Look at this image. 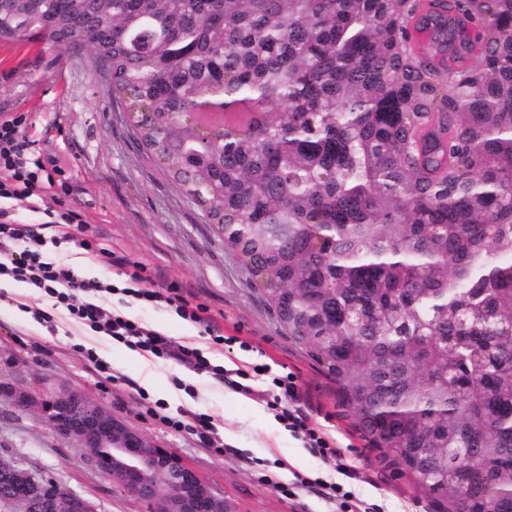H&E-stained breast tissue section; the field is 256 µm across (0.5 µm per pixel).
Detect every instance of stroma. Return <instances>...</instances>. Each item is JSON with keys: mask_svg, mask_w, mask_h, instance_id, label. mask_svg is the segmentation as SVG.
I'll return each mask as SVG.
<instances>
[{"mask_svg": "<svg viewBox=\"0 0 512 512\" xmlns=\"http://www.w3.org/2000/svg\"><path fill=\"white\" fill-rule=\"evenodd\" d=\"M85 47L0 40V109L27 112L25 130L42 155L57 160L73 188L62 207L80 212L84 228L46 226L43 213L15 201L18 224L42 225L45 260L113 284L127 278L101 257L83 250L87 239L123 254L145 269L161 288H188L217 318L227 346L180 317L163 302L104 295L114 313L161 331L174 344L202 350L211 365H262L245 396L174 362L148 357L139 365L124 343L92 331L43 290L9 278L0 280V459L52 478L96 506L98 512H150L147 504L113 488L76 443L63 440L39 407H18L15 397L79 391L138 429L155 443L181 455L223 497L230 512H339L335 502L298 486L295 499L282 498L275 483L337 479L340 465L358 469L352 482L357 498L384 512H434L431 501L379 458L346 416L337 386L289 340L265 305L224 236L210 224L137 140L127 116L112 99L109 82L93 67ZM105 365L88 367L87 353ZM292 371L308 398L302 408L311 426L335 439L341 458L312 455L277 418L275 377ZM153 393H145L143 377ZM178 411L212 416L213 448L195 436L168 428L149 409L156 403Z\"/></svg>", "mask_w": 512, "mask_h": 512, "instance_id": "stroma-1", "label": "stroma"}]
</instances>
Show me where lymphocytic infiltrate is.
Masks as SVG:
<instances>
[{
  "label": "lymphocytic infiltrate",
  "mask_w": 512,
  "mask_h": 512,
  "mask_svg": "<svg viewBox=\"0 0 512 512\" xmlns=\"http://www.w3.org/2000/svg\"><path fill=\"white\" fill-rule=\"evenodd\" d=\"M28 117L22 113H0V277L26 282L44 290L59 303L65 304L72 316L94 332L125 342L127 345L149 352L159 358L174 360L192 371L206 369L207 362L200 351L167 341L160 333L141 323L110 312L94 302L98 293H115V286L92 278L79 277L73 270L43 261L36 250L40 237L34 227L9 221L5 200L25 201L44 198L52 189L69 191V184H56L55 177L62 169L51 158L34 154L33 143L22 133ZM23 242V249H14V242ZM103 257L111 265L127 269L128 285L123 295L145 301L164 300L174 305L176 312L186 320L203 326L206 332L219 331L216 319L208 315L204 305L194 303L190 292H176L163 296L154 290L150 278L143 276L141 267H130L128 260L109 249H102ZM276 386L285 404L278 418L288 432L300 436L305 448L320 457L340 456L335 440L321 430L311 427L307 415L295 409L300 392L294 374L277 378Z\"/></svg>",
  "instance_id": "lymphocytic-infiltrate-1"
}]
</instances>
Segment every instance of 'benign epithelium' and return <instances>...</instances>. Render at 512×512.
Wrapping results in <instances>:
<instances>
[{"label": "benign epithelium", "mask_w": 512, "mask_h": 512, "mask_svg": "<svg viewBox=\"0 0 512 512\" xmlns=\"http://www.w3.org/2000/svg\"><path fill=\"white\" fill-rule=\"evenodd\" d=\"M26 408L40 405L64 440L75 441L92 464L115 488L160 512H228L224 498L214 495L197 470L112 415L78 391L50 394L34 400L18 394ZM17 512H97L95 505L70 490H59L50 478L16 464L0 461V501Z\"/></svg>", "instance_id": "obj_1"}]
</instances>
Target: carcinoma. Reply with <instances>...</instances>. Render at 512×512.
Listing matches in <instances>:
<instances>
[{
    "mask_svg": "<svg viewBox=\"0 0 512 512\" xmlns=\"http://www.w3.org/2000/svg\"><path fill=\"white\" fill-rule=\"evenodd\" d=\"M0 0V39L85 43L143 144L288 338L437 512H512V0ZM220 105L203 163L173 114ZM471 470L464 486L458 473Z\"/></svg>",
    "mask_w": 512,
    "mask_h": 512,
    "instance_id": "obj_1",
    "label": "carcinoma"
}]
</instances>
